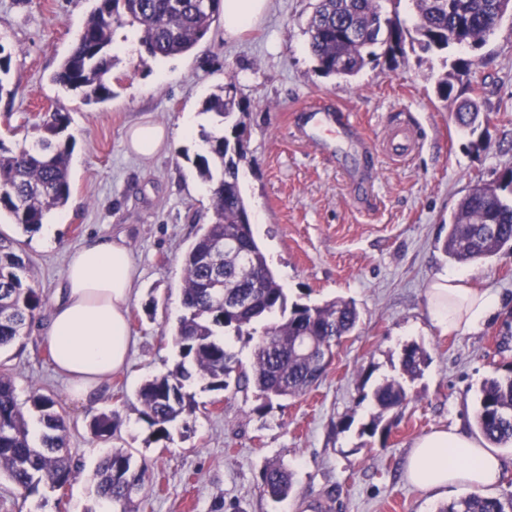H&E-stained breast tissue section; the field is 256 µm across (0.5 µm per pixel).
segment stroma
I'll return each mask as SVG.
<instances>
[{"mask_svg": "<svg viewBox=\"0 0 512 512\" xmlns=\"http://www.w3.org/2000/svg\"><path fill=\"white\" fill-rule=\"evenodd\" d=\"M312 4L270 0L263 21L238 37L225 38L219 20L191 53L164 60L147 58L131 27L116 28L114 95L88 105L52 77L94 0H0V43L12 52L11 91L0 96V144L13 149L34 139V125L56 111L67 114L74 141L71 197L49 218L55 246L38 232L20 235L43 306L27 336L0 360L13 369L19 400L38 391L61 403L76 468L64 488L31 494L1 478L0 512H104L92 475L113 447L148 465L133 512H436L466 495L463 487L411 484L404 461L412 443L435 429L457 424L476 434L481 383L512 363V251L460 266L441 250L447 220L475 182L512 167V16L480 49H410L344 80L321 74L308 50ZM459 59L471 61L472 84L486 88L472 130L437 94L439 78ZM231 78L246 111L239 180L269 266L289 303L351 300L360 323L306 394L268 402L252 387L187 384L194 413L158 441L141 418L137 390L179 361L172 332L182 313L183 255L212 213L192 160L203 149L202 133L220 128L202 103ZM318 102L343 108L374 143L373 154L338 158L306 142L296 110ZM188 112L197 122L185 137L180 124ZM392 120L417 138L400 159L383 148ZM136 123L168 127L169 147L148 160L129 151L126 131ZM92 235L128 242L138 270L130 306L138 343L126 369L86 404L55 372L47 328L64 269ZM457 269L499 307L478 331L448 336L432 325L426 292L438 275ZM413 342L428 349L430 362L407 384L412 401L386 415L385 429L363 433L374 411L372 389L399 376L402 350ZM101 410L115 414L107 441L88 427ZM273 459L293 472L282 501L260 491V474Z\"/></svg>", "mask_w": 512, "mask_h": 512, "instance_id": "35a3bbf8", "label": "stroma"}]
</instances>
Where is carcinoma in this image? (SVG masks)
Returning <instances> with one entry per match:
<instances>
[{
    "mask_svg": "<svg viewBox=\"0 0 512 512\" xmlns=\"http://www.w3.org/2000/svg\"><path fill=\"white\" fill-rule=\"evenodd\" d=\"M96 6L78 33L71 53L62 61L53 81L79 90L88 103L112 96L108 74L112 70L113 34L128 25L139 32V43L152 59H166L192 51L208 34L219 15L221 0H95ZM414 13L400 17L401 0H316L306 34L308 48L326 76L350 77L382 56L394 58L404 51L415 32L423 53L440 52L453 45L479 48L500 19L512 12V0H411ZM12 52L0 43V94L8 90ZM471 62L460 59L455 72L437 84L441 99H450L452 79L467 75ZM228 125L224 134L203 133L205 153L195 157L201 181L216 190L213 217L183 256L184 312L173 341L181 361L175 370L145 380L138 398L142 419L159 440L169 438V428L194 413L185 382L195 378L214 391L255 387L267 400L301 395L314 387L330 364L334 349L350 336L359 322L354 302L336 299L324 304L287 306L284 288L274 276L259 246L240 181V164L246 159L245 123L236 117L244 111L237 86L229 79L219 92L203 102ZM68 123L60 112L52 121L34 126L42 136L14 151L0 147V211H5L24 233L47 223L49 214L66 206L71 195V148L54 141ZM489 199L469 193L448 223L442 251L451 261L469 264L486 261L503 249H512V169L495 182ZM240 243L238 256L224 254V241ZM240 303L234 311L224 301ZM43 305L36 288L33 266L21 241L0 231V349L25 335ZM280 314L281 320L263 327L254 344L251 373L235 366L225 348L224 336H249L255 324ZM304 337L314 350L303 355L297 343ZM429 359L427 350L410 344L400 362L402 377L415 379ZM376 410L363 431L375 435L384 415L410 402L398 379L377 384L371 393ZM29 408L19 402L13 369L0 363V474L19 489L33 492L40 485L66 486L74 477L67 450V424L60 403L35 392ZM475 423L482 436L497 447L512 446V367L485 380L479 390ZM96 439L112 437V412L99 411L89 421ZM146 463L127 448H113L100 459L93 475L97 495L105 502L131 512L130 505L143 486ZM292 472L280 462L262 471V493L272 499L288 496ZM437 512H512V493L501 497L472 493L440 506Z\"/></svg>",
    "mask_w": 512,
    "mask_h": 512,
    "instance_id": "cac0c4a2",
    "label": "carcinoma"
}]
</instances>
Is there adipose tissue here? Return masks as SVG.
<instances>
[{
    "instance_id": "1",
    "label": "adipose tissue",
    "mask_w": 512,
    "mask_h": 512,
    "mask_svg": "<svg viewBox=\"0 0 512 512\" xmlns=\"http://www.w3.org/2000/svg\"><path fill=\"white\" fill-rule=\"evenodd\" d=\"M270 0H224V32L235 36L260 22ZM123 236L86 239L64 270V294L50 317L49 346L57 373L83 402L94 400L105 381L124 369L136 340L128 312L137 281ZM432 324L448 334L477 331L497 302L472 288L465 275L437 276L427 291ZM505 460L490 445L454 425L416 440L404 465L413 484L430 489L497 484Z\"/></svg>"
}]
</instances>
